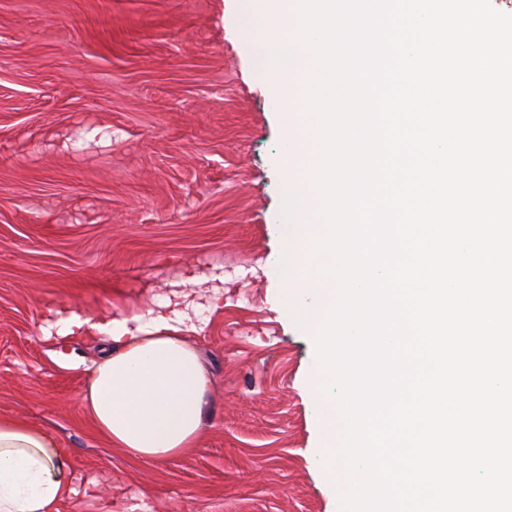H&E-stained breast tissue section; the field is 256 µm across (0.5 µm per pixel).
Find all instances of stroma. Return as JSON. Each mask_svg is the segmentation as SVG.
Returning a JSON list of instances; mask_svg holds the SVG:
<instances>
[{"label":"stroma","mask_w":512,"mask_h":512,"mask_svg":"<svg viewBox=\"0 0 512 512\" xmlns=\"http://www.w3.org/2000/svg\"><path fill=\"white\" fill-rule=\"evenodd\" d=\"M239 0H0V414L98 479L86 512H339L282 261L285 115ZM206 277L194 450L136 461L79 399L102 344L58 312L158 310Z\"/></svg>","instance_id":"1"}]
</instances>
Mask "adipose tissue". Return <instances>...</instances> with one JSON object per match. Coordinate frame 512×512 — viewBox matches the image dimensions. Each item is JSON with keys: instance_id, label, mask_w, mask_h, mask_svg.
<instances>
[{"instance_id": "1", "label": "adipose tissue", "mask_w": 512, "mask_h": 512, "mask_svg": "<svg viewBox=\"0 0 512 512\" xmlns=\"http://www.w3.org/2000/svg\"><path fill=\"white\" fill-rule=\"evenodd\" d=\"M60 334L104 342L81 394L96 433L137 460H160L196 448L209 417L211 378L189 334L172 314L85 315L56 321ZM71 451L44 427L0 416V512H62L87 497Z\"/></svg>"}]
</instances>
